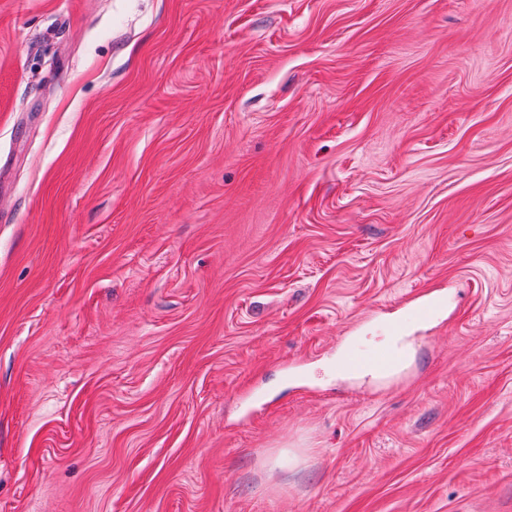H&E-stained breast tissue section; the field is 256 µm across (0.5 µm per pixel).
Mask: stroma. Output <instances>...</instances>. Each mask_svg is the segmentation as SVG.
I'll list each match as a JSON object with an SVG mask.
<instances>
[{"label":"stroma","instance_id":"stroma-1","mask_svg":"<svg viewBox=\"0 0 512 512\" xmlns=\"http://www.w3.org/2000/svg\"><path fill=\"white\" fill-rule=\"evenodd\" d=\"M0 512H512V0H0ZM404 358L399 347L362 350L355 347L345 349L340 361L341 368L347 370L360 367L371 372H383L402 364Z\"/></svg>","mask_w":512,"mask_h":512}]
</instances>
